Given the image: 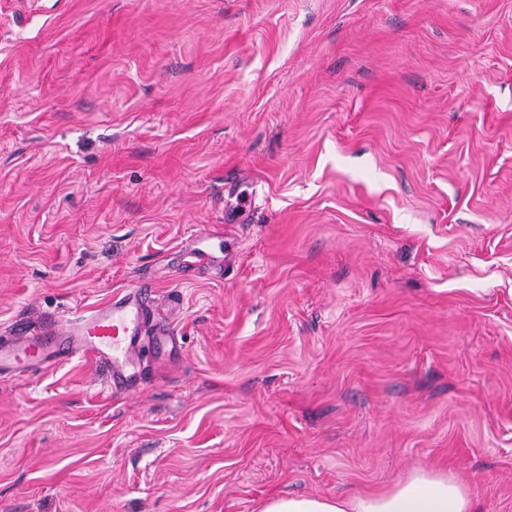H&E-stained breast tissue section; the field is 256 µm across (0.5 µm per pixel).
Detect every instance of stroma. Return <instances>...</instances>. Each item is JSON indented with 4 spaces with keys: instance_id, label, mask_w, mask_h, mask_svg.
Returning <instances> with one entry per match:
<instances>
[{
    "instance_id": "1",
    "label": "stroma",
    "mask_w": 512,
    "mask_h": 512,
    "mask_svg": "<svg viewBox=\"0 0 512 512\" xmlns=\"http://www.w3.org/2000/svg\"><path fill=\"white\" fill-rule=\"evenodd\" d=\"M144 282L126 390L0 375V512H512V0H0V339ZM468 488L448 472L411 471L391 489L343 496L280 495L260 512H477Z\"/></svg>"
}]
</instances>
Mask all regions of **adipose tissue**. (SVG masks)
<instances>
[{"mask_svg": "<svg viewBox=\"0 0 512 512\" xmlns=\"http://www.w3.org/2000/svg\"><path fill=\"white\" fill-rule=\"evenodd\" d=\"M468 488L448 473L411 471L391 489L343 496L280 495L260 512H475Z\"/></svg>", "mask_w": 512, "mask_h": 512, "instance_id": "obj_1", "label": "adipose tissue"}]
</instances>
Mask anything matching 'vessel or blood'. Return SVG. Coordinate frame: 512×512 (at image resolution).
Listing matches in <instances>:
<instances>
[{
    "mask_svg": "<svg viewBox=\"0 0 512 512\" xmlns=\"http://www.w3.org/2000/svg\"><path fill=\"white\" fill-rule=\"evenodd\" d=\"M151 314V290L142 284L90 312L51 322L48 330L17 333L0 342V374L17 371L24 360L53 365L91 356L109 364L114 388L124 387Z\"/></svg>",
    "mask_w": 512,
    "mask_h": 512,
    "instance_id": "1",
    "label": "vessel or blood"
}]
</instances>
